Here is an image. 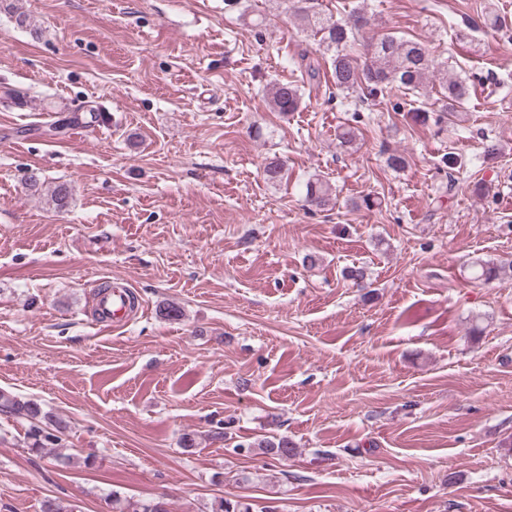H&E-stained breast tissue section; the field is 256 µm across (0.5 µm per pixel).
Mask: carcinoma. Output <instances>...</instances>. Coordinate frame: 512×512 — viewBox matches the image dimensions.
Segmentation results:
<instances>
[{
    "instance_id": "cac0c4a2",
    "label": "carcinoma",
    "mask_w": 512,
    "mask_h": 512,
    "mask_svg": "<svg viewBox=\"0 0 512 512\" xmlns=\"http://www.w3.org/2000/svg\"><path fill=\"white\" fill-rule=\"evenodd\" d=\"M288 11L300 25L319 37V44L332 52V78L336 90L349 96L363 90L374 94L391 83H397L408 91H417L426 84L429 73L442 76L447 94L441 98V108L446 112H457L469 94L465 78L448 73L445 65L436 66L425 44L383 35L371 46L364 62L349 52L356 33L369 23L364 5L354 7L344 18H336L318 7V0H287ZM302 98L298 86L280 83L272 86L269 105L275 112L286 116L297 111ZM306 202L317 208H326L332 203L330 187L321 179H310L305 184ZM71 189L65 184L56 185L50 194L54 208L62 210L69 204ZM473 275L477 280H512V261L498 263L477 260L473 262ZM0 414L29 423L27 444L31 451L39 453L50 446H59L70 430L65 418L43 411L34 399L21 398L9 392L0 393ZM112 508L115 512H170L168 504L160 499L134 501L123 499L112 493ZM209 512H250L249 505L232 503L222 497L211 502Z\"/></svg>"
}]
</instances>
